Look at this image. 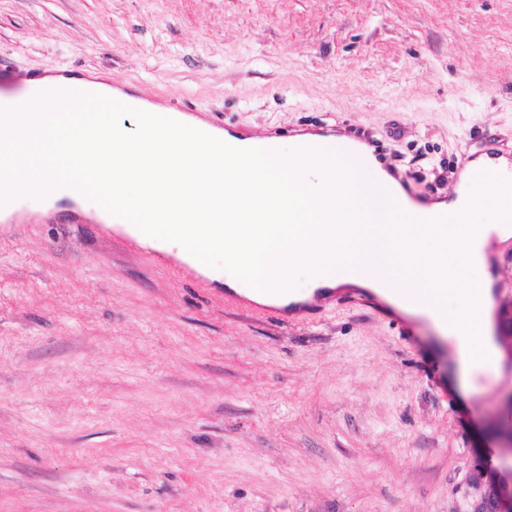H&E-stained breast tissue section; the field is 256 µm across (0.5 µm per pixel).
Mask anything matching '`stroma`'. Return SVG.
<instances>
[{
	"instance_id": "stroma-1",
	"label": "stroma",
	"mask_w": 512,
	"mask_h": 512,
	"mask_svg": "<svg viewBox=\"0 0 512 512\" xmlns=\"http://www.w3.org/2000/svg\"><path fill=\"white\" fill-rule=\"evenodd\" d=\"M55 67L255 137L364 126L418 193L512 148V0H0V90ZM74 205L0 221V512H453L512 465V366L464 393L424 316L281 321ZM497 305L512 240L491 241Z\"/></svg>"
}]
</instances>
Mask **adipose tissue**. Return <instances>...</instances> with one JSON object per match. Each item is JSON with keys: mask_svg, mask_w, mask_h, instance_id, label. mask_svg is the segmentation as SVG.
<instances>
[{"mask_svg": "<svg viewBox=\"0 0 512 512\" xmlns=\"http://www.w3.org/2000/svg\"><path fill=\"white\" fill-rule=\"evenodd\" d=\"M112 94L108 74L52 69L26 80L23 94L0 91V105L13 111L0 121V170H22L0 177V198L21 196L44 207L67 199L94 209L99 194L110 195L113 223L128 219L140 238L179 246L196 260L223 254L226 285L255 301H306L322 285L378 288L404 312L423 314L445 330L467 389L497 370L503 351L494 335L486 251L491 239L511 238L512 226L494 217L463 237L452 207L439 224L397 223L390 182L361 156L321 160L300 152L294 139L225 158L220 173L199 169L188 156L201 154L200 144L157 145L147 138L151 104L139 102L130 115L135 130L126 133L128 115L107 105ZM89 111L93 131L56 141L65 114ZM59 151L95 177L97 192L56 169ZM202 204L216 211L240 206L254 221L208 223L198 212ZM357 205L363 221L348 223ZM280 208L291 212L290 223L263 222L267 210ZM452 271L476 277L455 303L446 293Z\"/></svg>", "mask_w": 512, "mask_h": 512, "instance_id": "adipose-tissue-1", "label": "adipose tissue"}]
</instances>
